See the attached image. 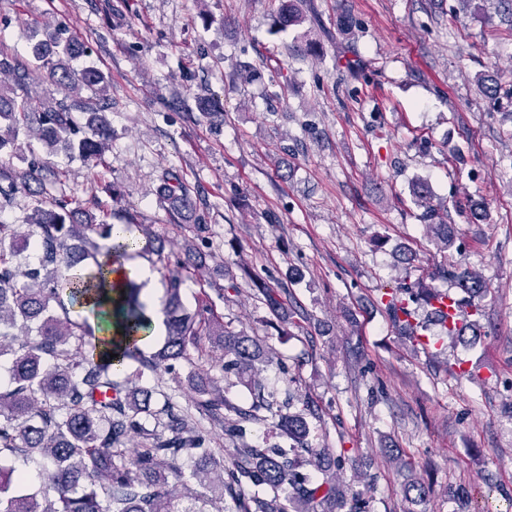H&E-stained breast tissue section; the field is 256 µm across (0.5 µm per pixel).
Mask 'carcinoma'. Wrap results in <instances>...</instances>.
I'll use <instances>...</instances> for the list:
<instances>
[{"label": "carcinoma", "mask_w": 512, "mask_h": 512, "mask_svg": "<svg viewBox=\"0 0 512 512\" xmlns=\"http://www.w3.org/2000/svg\"><path fill=\"white\" fill-rule=\"evenodd\" d=\"M304 2L279 0L281 28L308 19ZM88 51L57 27L41 38L32 35L27 60L0 52V73L12 78L10 86L0 83V152L12 147L21 131L34 130L47 145H62L70 159H102L112 140L107 116L112 111L107 97L111 77L95 65L73 66ZM36 80L64 97L43 106L28 93ZM78 90L90 96L71 98ZM480 91L495 104L512 102L511 82L489 76L480 82ZM195 103L205 114L224 111L215 98L197 96ZM75 112L83 114L82 121L74 119ZM21 193L45 194L49 200L25 217V233L18 224H0V359L10 356L11 372L9 388L0 391V456L36 453L41 462L36 489L25 485L22 474L0 465V512H206L209 499L195 491V484L216 499H229L232 512H315L316 504L329 499L337 500L340 512H368L362 493L338 500L327 472L314 480L306 471L315 455L308 443V421L300 413L283 412L275 395L252 378L269 363L261 341L229 330L206 292L194 308L185 306L182 289L196 272L193 251L160 254L153 262L165 285V335L161 345L148 351L142 341L152 319L141 285L127 274L119 281L110 279L112 265L149 253L134 215L125 214L117 226L106 215L83 218L75 200L49 194L35 159L24 175L0 169V209ZM161 193L172 223L205 231L206 214L183 178L164 171ZM412 195L437 245L447 249L448 224L439 220L431 186L417 179ZM94 236L103 243L94 244ZM30 247L37 258L25 264L21 257ZM242 279L271 313H279L284 300L274 287L248 268ZM434 279L431 274L389 294L386 306L392 319L413 318L417 306H432L441 292L430 284ZM454 279V297L469 318L445 332L462 336L478 329L483 316L478 299L489 288L475 273ZM76 307L86 316L72 318ZM99 332L112 337H99ZM202 335L223 337L224 374L253 386L246 407L212 396L203 381L194 387L195 407L224 429L226 439L240 442L235 448L209 447L202 431L188 429L187 410L170 399L164 400L153 430L145 433L141 427L139 415L150 411L152 394L139 393L128 367L137 363L168 371L187 358L188 345ZM250 422L268 425L288 439V446L243 441L244 424ZM135 433L143 435V442L129 448ZM246 484L262 488L268 497L246 494Z\"/></svg>", "instance_id": "obj_1"}]
</instances>
